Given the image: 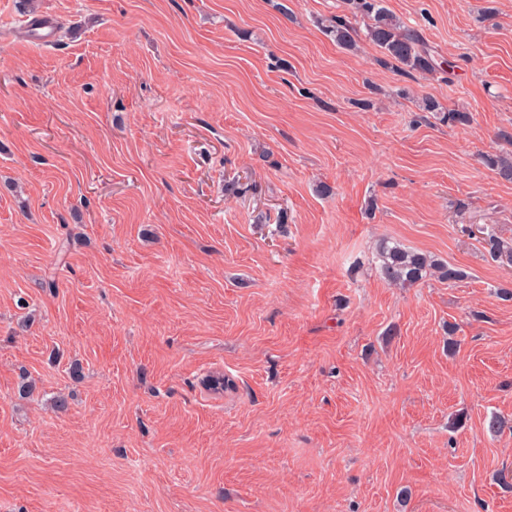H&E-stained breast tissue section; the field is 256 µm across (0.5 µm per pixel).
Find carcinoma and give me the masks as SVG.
<instances>
[{"label": "carcinoma", "mask_w": 512, "mask_h": 512, "mask_svg": "<svg viewBox=\"0 0 512 512\" xmlns=\"http://www.w3.org/2000/svg\"><path fill=\"white\" fill-rule=\"evenodd\" d=\"M352 12L370 20L367 37L376 44L388 60L412 70L432 72L436 65L423 49L417 30L402 25L387 10L385 0H349ZM328 32L336 44L344 49L356 46L355 30L346 19L338 16L331 20ZM485 162L497 174L512 180V160L488 155ZM488 254L494 260L512 264V244L493 233L484 238ZM380 275L389 284L399 288H411L427 276L441 281L455 282L466 277L463 269L429 258L427 255L399 245H384L380 249Z\"/></svg>", "instance_id": "carcinoma-1"}]
</instances>
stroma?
I'll list each match as a JSON object with an SVG mask.
<instances>
[{"instance_id": "1", "label": "stroma", "mask_w": 512, "mask_h": 512, "mask_svg": "<svg viewBox=\"0 0 512 512\" xmlns=\"http://www.w3.org/2000/svg\"><path fill=\"white\" fill-rule=\"evenodd\" d=\"M385 5L435 71L347 0H0V512H512V0ZM354 14L368 18L367 37L389 61L412 70L432 72L436 65L423 49L417 30L405 27L387 10L385 0H347ZM327 31L333 36L336 44L344 49H354L356 40L354 37L355 30L345 18L338 16L331 20L327 27ZM380 257V275L390 285L399 288L413 287L428 275L447 282L460 281L466 277L462 268L399 245L382 246Z\"/></svg>"}]
</instances>
